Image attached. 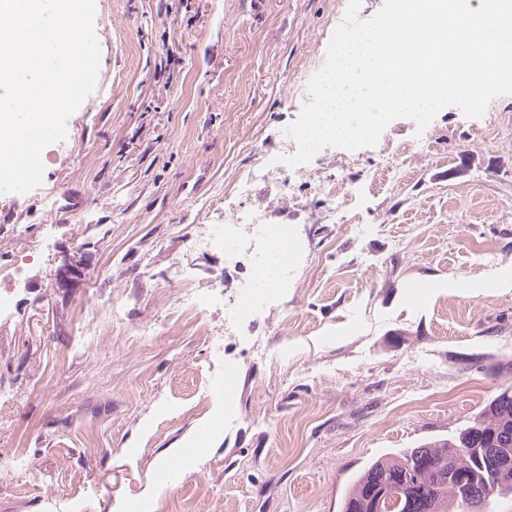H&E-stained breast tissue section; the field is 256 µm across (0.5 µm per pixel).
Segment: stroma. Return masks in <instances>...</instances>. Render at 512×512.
Returning a JSON list of instances; mask_svg holds the SVG:
<instances>
[{"mask_svg":"<svg viewBox=\"0 0 512 512\" xmlns=\"http://www.w3.org/2000/svg\"><path fill=\"white\" fill-rule=\"evenodd\" d=\"M347 5L95 0L96 88L42 185L0 194V512H124L208 416L221 431L156 512H341L368 462L455 433L505 384L487 367L512 362V94L285 176L259 164ZM228 214L298 244L246 316L255 262L209 243Z\"/></svg>","mask_w":512,"mask_h":512,"instance_id":"stroma-1","label":"stroma"}]
</instances>
